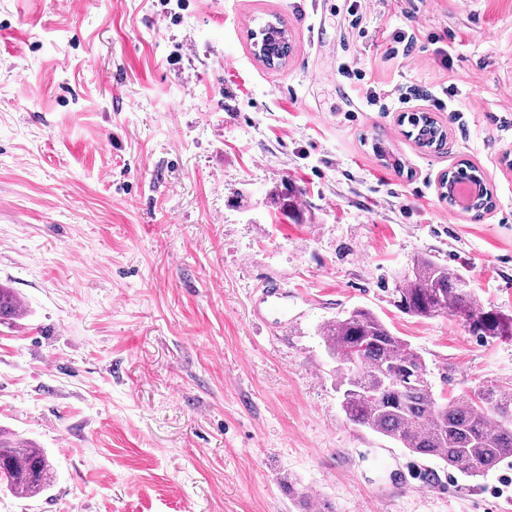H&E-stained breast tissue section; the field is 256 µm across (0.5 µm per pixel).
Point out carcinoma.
<instances>
[{"instance_id": "obj_1", "label": "carcinoma", "mask_w": 512, "mask_h": 512, "mask_svg": "<svg viewBox=\"0 0 512 512\" xmlns=\"http://www.w3.org/2000/svg\"><path fill=\"white\" fill-rule=\"evenodd\" d=\"M258 58L269 67L285 64L290 47ZM421 148L436 143L442 127L434 120L410 122ZM462 177L482 179L466 164L451 171L444 198ZM406 314L431 317L451 314L474 336H512V317L479 305L471 289L447 266L418 261L403 287L396 289ZM27 309L14 289L0 284V325L24 318ZM329 356L337 363L336 390L346 420L399 443L421 457H439L472 479L482 478L512 459V391L482 389L461 401L435 394L425 360L368 309L356 308L322 329ZM54 478L44 449L0 428V480L21 498H35Z\"/></svg>"}]
</instances>
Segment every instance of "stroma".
Here are the masks:
<instances>
[{"label": "stroma", "instance_id": "obj_1", "mask_svg": "<svg viewBox=\"0 0 512 512\" xmlns=\"http://www.w3.org/2000/svg\"><path fill=\"white\" fill-rule=\"evenodd\" d=\"M273 17L279 68L248 37ZM451 85L448 111L412 97ZM510 150L512 0H0V282L28 311L0 325V427L55 472L0 512H298L287 479L328 512H512L511 464L470 480L350 424L319 334L365 308L436 393L512 387L511 337L394 305L425 257L512 317ZM464 162L478 217L437 188ZM420 120L423 122L409 121L408 118V122L412 126V130L408 133L414 136V141L419 147L432 148L437 143V140H434V138L438 137L443 129L435 120H431L429 123H424L423 119ZM478 168L471 164H465L464 167H458L456 170H451V180L448 181V172L443 173L439 179V185L445 183L448 186H445L444 189L447 190L446 194H442L443 198L448 199V203L452 204L451 198V189L452 195L455 200V206L460 210H466L467 207L471 204L473 198L477 196L480 191V185L477 182L470 181L473 180H481L483 181V177L479 174ZM462 177H468L469 179H463L458 181ZM456 183V184H455ZM455 184V185H454ZM454 185V186H453ZM453 187V188H452ZM493 206V196L490 188L484 187L481 193L476 197L473 201L471 207L468 212L474 211L476 215H480V213L484 211H488Z\"/></svg>", "mask_w": 512, "mask_h": 512}]
</instances>
